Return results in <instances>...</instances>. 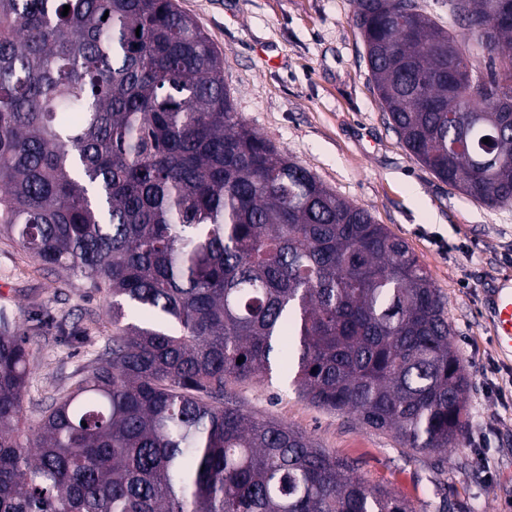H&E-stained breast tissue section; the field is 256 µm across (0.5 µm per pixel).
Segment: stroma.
<instances>
[{
	"label": "stroma",
	"instance_id": "obj_1",
	"mask_svg": "<svg viewBox=\"0 0 512 512\" xmlns=\"http://www.w3.org/2000/svg\"><path fill=\"white\" fill-rule=\"evenodd\" d=\"M224 59L235 110L327 188L404 240L442 293L469 379L468 429L446 456L415 453L311 404L279 374L227 384L256 417L348 459L413 512H512V356L494 347L488 298L512 278V205L488 208L422 166L381 108L352 0H177ZM109 298L0 239V309L30 338L22 400L35 425L112 342Z\"/></svg>",
	"mask_w": 512,
	"mask_h": 512
}]
</instances>
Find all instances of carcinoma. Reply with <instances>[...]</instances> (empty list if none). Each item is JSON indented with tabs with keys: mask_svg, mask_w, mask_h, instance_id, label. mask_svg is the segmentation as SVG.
I'll use <instances>...</instances> for the list:
<instances>
[{
	"mask_svg": "<svg viewBox=\"0 0 512 512\" xmlns=\"http://www.w3.org/2000/svg\"><path fill=\"white\" fill-rule=\"evenodd\" d=\"M353 4L405 148L512 204V0H448L462 38L414 0ZM0 236L112 298V344L25 438L29 338L0 310V512H412L224 399L285 363L416 453L466 429L426 268L244 124L176 0H0Z\"/></svg>",
	"mask_w": 512,
	"mask_h": 512,
	"instance_id": "carcinoma-1",
	"label": "carcinoma"
}]
</instances>
